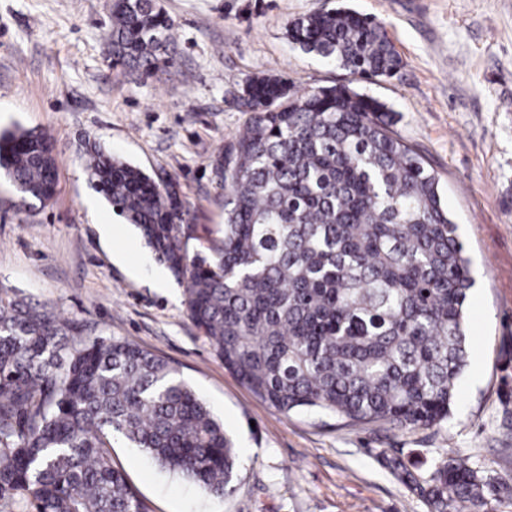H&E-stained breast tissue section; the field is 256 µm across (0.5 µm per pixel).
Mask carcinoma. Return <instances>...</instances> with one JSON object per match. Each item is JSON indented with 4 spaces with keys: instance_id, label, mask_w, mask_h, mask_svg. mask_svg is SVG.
Returning a JSON list of instances; mask_svg holds the SVG:
<instances>
[{
    "instance_id": "1",
    "label": "carcinoma",
    "mask_w": 512,
    "mask_h": 512,
    "mask_svg": "<svg viewBox=\"0 0 512 512\" xmlns=\"http://www.w3.org/2000/svg\"><path fill=\"white\" fill-rule=\"evenodd\" d=\"M112 65L176 69L173 22L158 0H112ZM304 53L353 74L391 77L400 58L381 24L343 6L289 24ZM248 121L214 161L224 170L222 236L191 253L174 184L84 147L88 180L187 281V311L224 366L289 413L433 427L448 419L466 366L464 306L474 281L438 174L345 86L294 90L257 75L238 97ZM0 172L22 206L57 193L52 137L0 131ZM46 304L0 286V512L24 495L39 512H143L112 463L123 437L221 497L238 450L167 359L138 344L75 339ZM391 468L428 512H492L511 502L469 461L445 453L425 474Z\"/></svg>"
}]
</instances>
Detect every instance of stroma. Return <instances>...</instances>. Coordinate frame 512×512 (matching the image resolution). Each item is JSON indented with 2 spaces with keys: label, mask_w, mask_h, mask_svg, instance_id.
<instances>
[{
  "label": "stroma",
  "mask_w": 512,
  "mask_h": 512,
  "mask_svg": "<svg viewBox=\"0 0 512 512\" xmlns=\"http://www.w3.org/2000/svg\"><path fill=\"white\" fill-rule=\"evenodd\" d=\"M109 4L0 0V129H48L58 174L54 200L25 210L0 178V283L53 307L82 336L174 361L223 422L239 458L221 498L113 439L112 461L146 512H427L390 461L424 472L446 452L512 486V0H161L178 69L159 81L111 65ZM339 5L382 24L401 60L393 77L358 78L289 42V22ZM260 74L378 99L392 130L438 173L475 280L468 361L440 425H356L285 414L257 397L191 321L186 282L157 288L138 272L145 243L90 186L89 142L146 173L165 171L193 217L191 251L205 250L224 224L213 161L246 120L233 96Z\"/></svg>",
  "instance_id": "stroma-1"
}]
</instances>
